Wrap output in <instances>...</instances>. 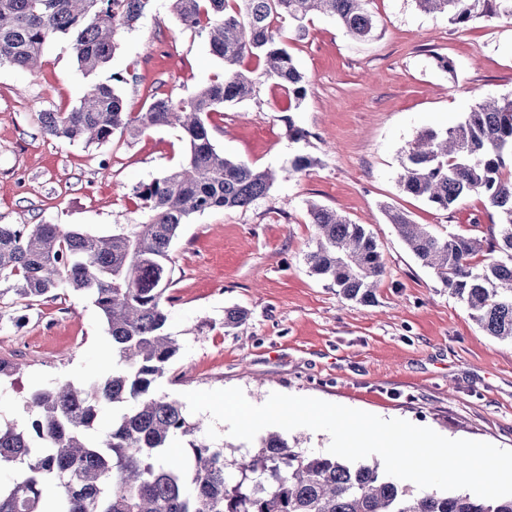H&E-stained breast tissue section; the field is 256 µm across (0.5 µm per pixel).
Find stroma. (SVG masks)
<instances>
[{"label":"stroma","instance_id":"1","mask_svg":"<svg viewBox=\"0 0 512 512\" xmlns=\"http://www.w3.org/2000/svg\"><path fill=\"white\" fill-rule=\"evenodd\" d=\"M369 8L379 24L367 43L323 14L310 16L301 34L286 22L277 27L308 78L303 100L262 78L251 97L211 114L213 141L226 157L277 178L247 208L184 224L173 247L168 321L181 348L154 392L178 400L237 387L255 405L274 392L313 397L512 450V343L478 327L386 216L398 209L440 233H482L497 223L480 195L444 212L404 193L398 180L403 152L421 130L455 126L479 102L512 99V21L454 24L414 0H371ZM439 54L453 72L438 68ZM223 74L205 36L177 22L171 0H151L93 74L79 70L63 39L45 45L35 71L0 65V224L79 225L108 235L142 222L134 189L179 163V131L88 145L44 135L38 113L70 111L100 83L116 85L127 111L139 112ZM292 124L304 139L289 137ZM301 155L311 166L291 172ZM313 203L375 236L386 269L373 305L344 299L310 273ZM234 306L248 318L225 327L224 311ZM0 359L21 365L0 377V428L20 429L32 391L105 380L114 357L97 308L67 289L0 300Z\"/></svg>","mask_w":512,"mask_h":512}]
</instances>
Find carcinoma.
Masks as SVG:
<instances>
[{"label":"carcinoma","instance_id":"cac0c4a2","mask_svg":"<svg viewBox=\"0 0 512 512\" xmlns=\"http://www.w3.org/2000/svg\"><path fill=\"white\" fill-rule=\"evenodd\" d=\"M150 0H0V65L39 66L45 44L71 42L86 75L112 60L117 34L132 29ZM453 24L474 18L512 20V0H415ZM369 0H172L180 24L207 36L222 78L192 96L157 98L126 111L118 89L98 85L69 112H41L44 134L102 144L116 132L132 138L153 128L180 130L185 153L163 176L134 193L147 219L100 236L59 224H0V299L22 300L72 289L87 294L107 323L121 367L103 381L59 382L32 392L28 424L0 428V468H20L0 486V512H512V496L413 489L376 461L308 454L277 432L261 437L239 461L198 439L181 403L152 389L177 355L167 332L172 245L193 214L239 209L265 196L274 174L235 162L213 142L210 113L251 96L255 78L238 69L247 55L259 76L306 96L308 80L276 42L283 20L299 32L314 12L331 15L356 41L369 40L376 16ZM512 99L483 102L444 131L425 129L401 158L399 185L439 211L481 194L498 215L488 236L439 235L407 214L387 217L407 248L466 308L489 336L512 341ZM317 230L310 272L359 304L375 302L384 274L376 238L336 211L309 208ZM485 253L488 261L475 258ZM112 408L109 431L86 433ZM188 438V454L173 445Z\"/></svg>","mask_w":512,"mask_h":512}]
</instances>
